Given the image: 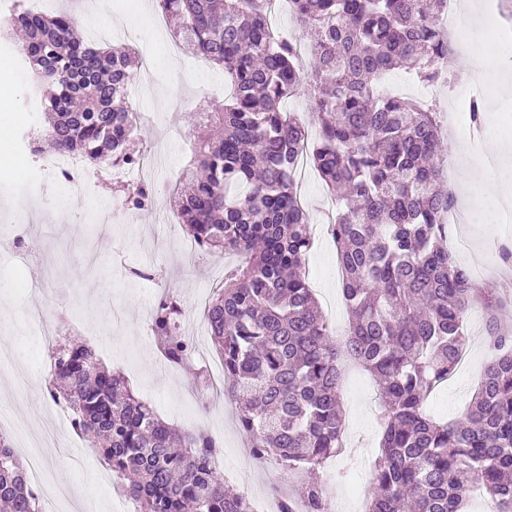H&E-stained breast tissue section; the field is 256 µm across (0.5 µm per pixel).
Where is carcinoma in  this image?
Wrapping results in <instances>:
<instances>
[{"mask_svg": "<svg viewBox=\"0 0 512 512\" xmlns=\"http://www.w3.org/2000/svg\"><path fill=\"white\" fill-rule=\"evenodd\" d=\"M177 20L176 36L224 71L232 92L192 126L195 181L178 197L187 236L206 251L238 255L206 306L208 334L224 362L240 431L254 456L307 475L280 512H330L319 470L342 451L341 359L361 364L380 387L382 455L368 512H464L478 480L512 512V333L489 325L494 352L464 416L439 423L425 410L468 344L466 318L476 288L448 252L443 213L454 196L432 160L443 150L437 113L379 85L398 67L427 84L448 62V38L434 25L448 0H289L288 13L314 31L312 61L274 34L265 0H156ZM34 68L45 125L33 153L81 157L88 167L134 164L128 90L138 62L124 46L95 48L74 35L67 13L18 9L0 27ZM316 134L281 110L301 85ZM307 155L328 189L342 192L331 225L343 296L344 340L307 283L313 238L293 173ZM151 186L125 201L145 208ZM182 309L164 296L151 316L153 339L174 369L191 367L192 345L176 333ZM49 396L67 406L71 426L100 456L116 488L140 512H253L249 497L224 487L219 440L176 428L136 397L119 373L78 338L49 346ZM0 506L40 512L27 469L0 433Z\"/></svg>", "mask_w": 512, "mask_h": 512, "instance_id": "carcinoma-1", "label": "carcinoma"}]
</instances>
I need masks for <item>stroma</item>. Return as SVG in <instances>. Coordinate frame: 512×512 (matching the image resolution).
Wrapping results in <instances>:
<instances>
[{
	"instance_id": "1",
	"label": "stroma",
	"mask_w": 512,
	"mask_h": 512,
	"mask_svg": "<svg viewBox=\"0 0 512 512\" xmlns=\"http://www.w3.org/2000/svg\"><path fill=\"white\" fill-rule=\"evenodd\" d=\"M49 9L68 11L79 34L86 37L118 24L122 31L117 42L133 37L138 48L156 60L152 79L131 92L130 98L144 115L142 150L151 151L157 139L164 146L146 168L145 182L156 193L142 210L121 208L123 194L111 178L100 180L86 195L63 183L41 189L36 177H0V242H11L17 225L27 230L21 262L0 263V353L10 358L8 367L0 371V411L25 428L29 449L40 454L52 488L72 490L77 501L90 498L93 512H124L112 484L98 482L105 465L70 424L59 429L66 447L41 445L39 423L48 409L47 393L42 389L33 394L15 385L19 375L43 385L51 374L48 348L37 327L27 322L26 312L38 303L50 317H64L65 336L91 341L105 364L122 372L136 395L150 402L166 422L222 438L225 466L239 464L245 440L232 411L219 416L205 414L197 406L184 409L181 388L191 376L165 364L146 326L148 313L165 291L180 300L187 322H195L224 280L222 254L211 253L203 260L188 256L167 230L168 220L177 216L170 192L191 158L188 117L201 99L223 100L224 74L199 62L187 47L170 52L173 30L157 26L156 0H138L132 9L125 8L122 0H53ZM11 52V46L0 45V92L8 94L6 108L0 111V133L7 136L10 156L16 161L24 146L21 133L37 121L40 101L30 87L29 64L11 59ZM470 85L463 67H456L448 92L435 103L445 141L469 129L459 114L465 105L462 95ZM297 186L315 229L306 270L327 319L341 332L348 314L335 272L336 251L319 215L331 202L314 169H307ZM500 242L512 243V226L486 221L448 227L449 250L469 267L476 285L490 294L469 313L476 335L467 362L427 401L428 411L445 421L461 416L480 380L487 351L477 330L485 325L488 306L500 308V326L512 332V290L503 286L496 250ZM131 267L151 268L157 278H130ZM341 373L345 432L358 438L359 444L352 450V464L338 456L333 459L336 484L331 488V512H365L362 503L372 497V472L380 454L378 392L369 373L357 365L345 363ZM297 481V473L269 461L257 465L249 481L235 478L231 484L237 488L249 484L261 498L274 488L296 491Z\"/></svg>"
}]
</instances>
